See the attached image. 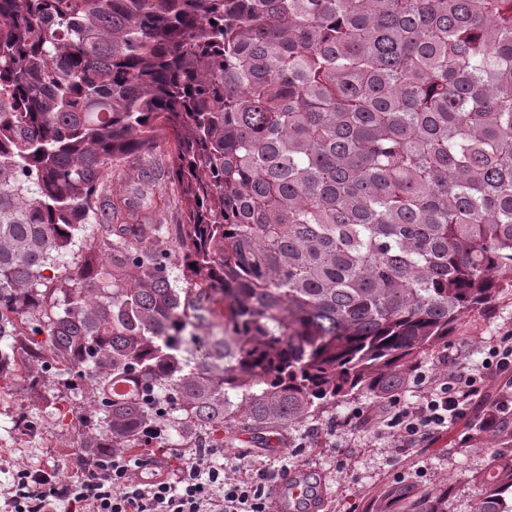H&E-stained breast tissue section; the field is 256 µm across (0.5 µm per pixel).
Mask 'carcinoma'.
Listing matches in <instances>:
<instances>
[{
    "label": "carcinoma",
    "mask_w": 512,
    "mask_h": 512,
    "mask_svg": "<svg viewBox=\"0 0 512 512\" xmlns=\"http://www.w3.org/2000/svg\"><path fill=\"white\" fill-rule=\"evenodd\" d=\"M162 132L180 224L125 169ZM510 292L512 0H0V380L80 379L81 468L387 403Z\"/></svg>",
    "instance_id": "carcinoma-1"
}]
</instances>
